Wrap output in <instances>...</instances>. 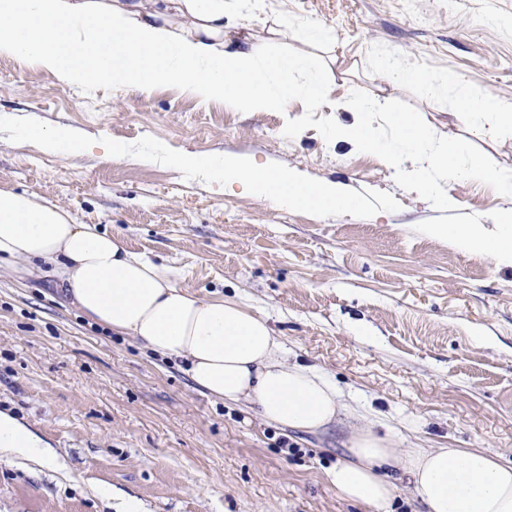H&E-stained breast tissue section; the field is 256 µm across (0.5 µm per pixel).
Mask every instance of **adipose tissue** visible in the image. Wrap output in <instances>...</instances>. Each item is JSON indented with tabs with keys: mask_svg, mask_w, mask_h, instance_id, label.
Returning <instances> with one entry per match:
<instances>
[{
	"mask_svg": "<svg viewBox=\"0 0 512 512\" xmlns=\"http://www.w3.org/2000/svg\"><path fill=\"white\" fill-rule=\"evenodd\" d=\"M0 56L15 57L72 86L110 80L149 97L179 84L201 101L243 112L284 111L299 98L359 122L330 124L328 137L381 154L410 189L451 209L447 183L477 180L512 198V168L474 157L408 116L394 139L374 128L381 99L336 94L310 55L272 54L257 36L227 37L224 0H0ZM418 159L406 169V158ZM418 234L512 267V212L490 224H418ZM24 262L57 281L89 323L132 337L181 362L195 389L248 403L288 431L319 434L348 427L347 454L330 467L337 496L387 512L398 470L426 512H512V464L464 448H401L377 435L319 369L289 361L267 318L240 297L206 299L184 289L165 264L129 249L124 236L78 223L63 202L0 187V266ZM0 453L38 464L54 455L43 438L0 411Z\"/></svg>",
	"mask_w": 512,
	"mask_h": 512,
	"instance_id": "obj_1",
	"label": "adipose tissue"
}]
</instances>
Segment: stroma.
<instances>
[{"label":"stroma","instance_id":"1","mask_svg":"<svg viewBox=\"0 0 512 512\" xmlns=\"http://www.w3.org/2000/svg\"><path fill=\"white\" fill-rule=\"evenodd\" d=\"M315 22L330 43L278 18ZM228 34L309 54L337 92L382 95L380 56L426 69L436 94L391 92L393 137L405 113L472 155L512 168V133L495 116L474 131L457 88L512 102V0H264L225 14ZM0 115L34 118L132 143L150 135L200 154H247L321 181L393 194L400 208L369 218L315 217L263 196L220 192L180 171L102 145L82 154L15 146L0 132V187L69 205L79 223L124 232L205 298L238 294L266 316L292 361L315 366L378 434L402 448H480L512 461V268L412 232L415 224H489L512 209L484 182L449 183L454 210L408 192L384 157L327 139L350 112H242L179 85L144 99L113 83L75 87L0 57ZM301 121L298 134L288 126ZM0 410L50 442L55 463L0 454V512H373L341 500L326 471L344 459L345 425L319 435L264 422L249 405L194 389L171 360L89 325L52 280L0 268Z\"/></svg>","mask_w":512,"mask_h":512}]
</instances>
